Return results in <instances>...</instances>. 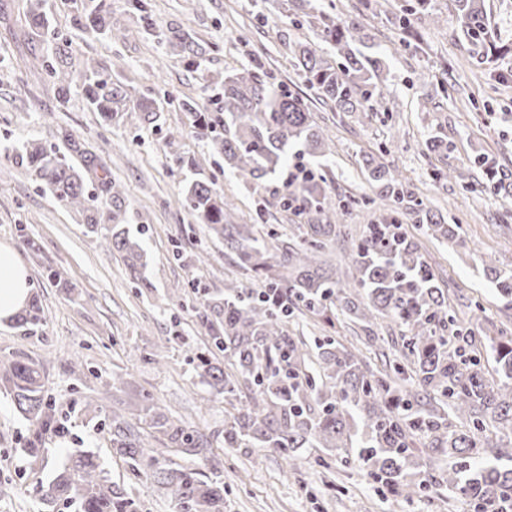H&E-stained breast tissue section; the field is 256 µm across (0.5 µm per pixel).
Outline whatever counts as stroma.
I'll return each mask as SVG.
<instances>
[{"instance_id":"1","label":"stroma","mask_w":512,"mask_h":512,"mask_svg":"<svg viewBox=\"0 0 512 512\" xmlns=\"http://www.w3.org/2000/svg\"><path fill=\"white\" fill-rule=\"evenodd\" d=\"M111 18L124 36L110 42L82 26L83 0H47L54 27L71 42L69 82L73 94L67 109L57 107V87L32 64L33 54L52 48L27 19L29 0H0V243L13 246L29 270L32 294L43 307L42 330L24 334L14 322L0 323V357L25 354L40 361L48 399L56 406L67 432L47 436L45 461L27 463L21 453L29 423L9 397L0 395V512H72L63 504L44 505L31 489L48 482L55 463L76 448L98 451L114 481L136 498L138 512H170L167 498L135 479L124 461L110 452L111 428L85 409V399L112 375L122 374L132 390L152 393L185 424L217 434L224 430V398L196 376L192 356L217 357L199 310L204 293L223 292L234 280L259 287L254 273L240 267L220 243L208 239L202 225L175 200L183 173L175 153L194 158L196 171L232 199L239 223L261 221L301 233L297 217L278 205L272 185L256 186L225 171L222 158L207 144L187 134L188 119L179 99L208 103L197 73L158 44L156 31L191 35L207 53L211 71L239 68L260 57L269 78L299 94V79L289 43L312 38L313 31L291 18L273 14L258 21L251 0H149L151 25L128 12L125 0H110ZM336 9L359 21L375 37L388 66L391 92L388 112L334 114L318 109L321 125L335 143L325 169L330 190L354 197L372 194L363 164L380 156L396 169L424 202L461 226L467 248L422 233L413 218L400 214L401 230L422 245L426 260L448 293L458 318L492 336L499 324L512 323L485 275V259L512 271V225L500 224L502 207L512 208V86L497 90L501 75L512 68V0H484L487 14L507 52L493 58L478 55L461 38L458 22L444 28H416V43L396 32L390 15L363 13L360 0H334ZM118 74L131 92L156 99L160 129H103L82 95L85 63ZM451 84L441 93V83ZM69 129L76 140L102 157L125 188L126 221L142 229L153 290L137 288L118 255L94 235L84 234L79 217L60 208L47 191L16 165L10 153L18 143L35 139L57 143L58 129ZM176 132L175 148H167V132ZM443 136L447 148L428 152L430 135ZM387 154H380V147ZM484 157L496 185L463 190L458 182H433V169H470ZM378 207L352 211L337 225L327 253L345 268L353 240L376 223ZM33 248L20 242L21 235ZM207 251L209 262L195 264L194 255ZM63 271L66 286L47 278L46 268ZM201 279L205 292L187 289ZM168 348L161 364L148 356L160 339ZM224 474L225 512H469L466 499L441 490L413 504L382 498L366 472L339 461L318 466L302 454L297 467L258 448H227L217 452Z\"/></svg>"}]
</instances>
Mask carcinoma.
I'll return each mask as SVG.
<instances>
[{
	"label": "carcinoma",
	"mask_w": 512,
	"mask_h": 512,
	"mask_svg": "<svg viewBox=\"0 0 512 512\" xmlns=\"http://www.w3.org/2000/svg\"><path fill=\"white\" fill-rule=\"evenodd\" d=\"M278 13L302 19L315 39L290 45L303 83L332 112H386V62L372 36L352 18L317 7L311 0H260L266 16L270 2ZM392 6L395 25L409 32L414 24L443 22L433 0H408ZM461 20L460 35L488 53L496 38L488 29L483 0H448ZM105 0L84 5V27L109 39L120 37L109 23ZM29 23L51 33V21L41 0L30 4ZM55 46L37 55L42 71L57 85L58 107L70 102L68 68L71 45L52 33ZM158 43L176 53L196 72L205 53L190 35L174 40L163 31ZM200 79L218 91L215 107L192 98L178 101L189 120V133L206 141L237 178L256 185L280 179L284 170L308 158L333 154L326 135L305 98L285 84L267 81L257 62L224 74L201 72ZM84 96L101 122L134 127H160L156 101L135 99L123 82L86 63ZM16 164L40 181L54 199L82 216L86 231L99 236L116 252L141 287L149 288L147 253L139 238L124 224L122 185L102 169L97 177L100 196L86 192L84 176L65 155L35 140L18 149ZM376 198L333 199L327 193L324 170L282 187L280 199L306 219L300 236L272 225L259 230L234 220V203L214 183L185 180L177 199L208 234L224 242L237 263L256 274L261 287L248 291L234 281L224 293L206 300L201 318L214 333L215 347L224 362L196 355L198 375L224 395L226 448H262L294 461L307 448L319 452L315 462L334 457L346 465L358 463L379 493L410 502L429 491L448 488L465 497L475 512H503L512 508V329L502 330L484 344L494 354L488 371L482 354L472 347L475 325L457 318L448 297L414 239L396 229L397 214L405 210L424 233L437 240L464 246L458 225L419 198L406 180L375 157L365 160ZM455 178L463 188L483 183L473 174L443 169L435 181ZM390 202L385 223L368 225L351 254L347 280L325 258L336 225L350 209L375 200ZM112 207L110 223L100 219L102 205ZM497 293L512 303V271L487 267ZM304 308L330 327L338 316L358 323L365 331L378 322L400 329L383 362L371 366L359 350L338 338L291 336L288 317ZM28 332L44 326L43 308L31 302L17 317ZM130 383L115 376L102 384L110 408L92 397L85 408L111 420L112 454L148 488L170 500L172 512H224V475L214 464L215 440L185 425L144 390L126 402ZM0 389L10 393L16 410L32 427V439L22 449L38 459V447L48 433H67L56 418L55 406L45 398L41 365L29 357L0 359ZM130 404L125 413L117 405ZM32 494L48 504L60 501L74 512H134V500L102 467L97 452L76 448L54 470L47 484Z\"/></svg>",
	"instance_id": "cac0c4a2"
}]
</instances>
